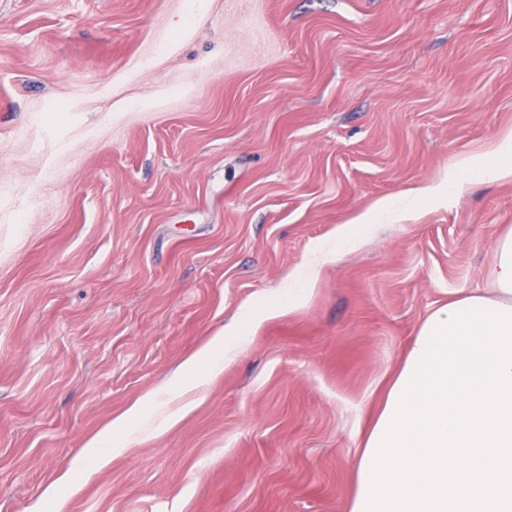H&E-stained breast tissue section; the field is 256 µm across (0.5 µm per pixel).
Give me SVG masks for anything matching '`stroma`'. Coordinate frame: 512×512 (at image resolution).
Returning a JSON list of instances; mask_svg holds the SVG:
<instances>
[{
  "label": "stroma",
  "mask_w": 512,
  "mask_h": 512,
  "mask_svg": "<svg viewBox=\"0 0 512 512\" xmlns=\"http://www.w3.org/2000/svg\"><path fill=\"white\" fill-rule=\"evenodd\" d=\"M511 131L512 0H0V512H346L410 341L485 285L511 177L460 172L189 414L76 451L338 225Z\"/></svg>",
  "instance_id": "stroma-1"
}]
</instances>
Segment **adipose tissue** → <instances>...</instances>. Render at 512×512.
Masks as SVG:
<instances>
[{
  "instance_id": "obj_1",
  "label": "adipose tissue",
  "mask_w": 512,
  "mask_h": 512,
  "mask_svg": "<svg viewBox=\"0 0 512 512\" xmlns=\"http://www.w3.org/2000/svg\"><path fill=\"white\" fill-rule=\"evenodd\" d=\"M434 309L369 429L348 512H512V230Z\"/></svg>"
}]
</instances>
